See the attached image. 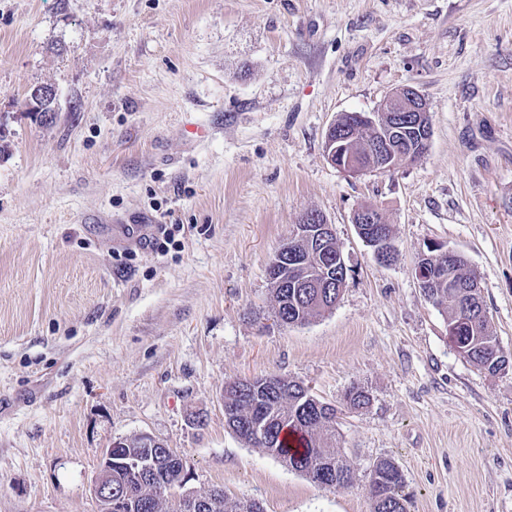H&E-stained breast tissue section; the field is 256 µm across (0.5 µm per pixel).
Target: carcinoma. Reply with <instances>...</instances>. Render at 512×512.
<instances>
[{
	"instance_id": "1",
	"label": "carcinoma",
	"mask_w": 512,
	"mask_h": 512,
	"mask_svg": "<svg viewBox=\"0 0 512 512\" xmlns=\"http://www.w3.org/2000/svg\"><path fill=\"white\" fill-rule=\"evenodd\" d=\"M364 146L359 160L374 165L380 156L374 133L363 137ZM288 252L294 258L281 267L280 275L286 288H273L276 318L286 325H298L332 309L340 298L346 279V268L337 242L327 243L323 252L303 239L288 241ZM419 266L427 271L426 299L442 309L448 326L456 329L454 341L464 349L465 358L475 367L496 372L491 359L494 355L507 358L489 324L482 296L474 295L472 285L476 273L466 258H459L447 267L425 259ZM227 409L234 416L228 425L242 441L262 449L288 468L319 484L323 460L334 466L335 487L344 488L356 481V473L347 459L335 448L336 408L314 397L303 383L278 375L253 377L224 387ZM347 405L358 410L368 405L370 398L360 387L346 394ZM266 420L264 436L257 437L251 429L253 418ZM141 438L127 439L126 447L114 452L112 487L126 490L139 512H162L163 495L177 487L186 476L182 458L156 454V474L153 478L130 472L122 465V456L138 452ZM368 494L371 512H409L410 497L405 492V480L396 463L382 459L372 467ZM199 512H249L247 502L232 498L221 489L198 494Z\"/></svg>"
}]
</instances>
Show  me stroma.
<instances>
[{
  "instance_id": "1",
  "label": "stroma",
  "mask_w": 512,
  "mask_h": 512,
  "mask_svg": "<svg viewBox=\"0 0 512 512\" xmlns=\"http://www.w3.org/2000/svg\"><path fill=\"white\" fill-rule=\"evenodd\" d=\"M39 84L47 121L23 106ZM403 86L428 103V152L333 166L338 115ZM367 205L391 263L352 222ZM309 211L347 278L283 326L268 263ZM137 224L180 225L179 248ZM432 242L476 271L512 354V0H0V512H97L103 451L142 432L189 488L265 512H370L383 458L410 512H512V363L455 348L414 274ZM269 374L336 407L354 485L320 488L226 426L225 384Z\"/></svg>"
}]
</instances>
